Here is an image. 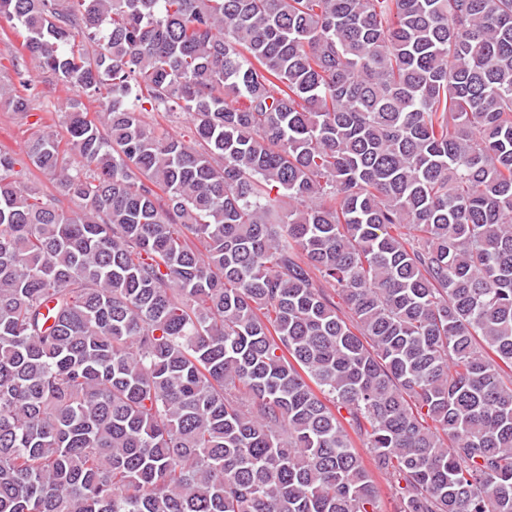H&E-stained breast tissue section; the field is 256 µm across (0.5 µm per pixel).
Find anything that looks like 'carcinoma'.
Masks as SVG:
<instances>
[{
    "instance_id": "1",
    "label": "carcinoma",
    "mask_w": 512,
    "mask_h": 512,
    "mask_svg": "<svg viewBox=\"0 0 512 512\" xmlns=\"http://www.w3.org/2000/svg\"><path fill=\"white\" fill-rule=\"evenodd\" d=\"M0 20V512H512V0ZM2 27H5V30L8 33L9 41L5 38L3 39V35H1L0 29V79L3 80L9 75H13L12 72V64H11V53L13 51L12 44L14 46H19L20 38H17L16 35L10 32V29L6 25V23L2 22ZM32 72L38 85V90L43 91L42 94L32 101L31 112L33 113H39L41 115V113H45L46 111L54 112V109L57 110L60 103L76 93L72 90H67L61 85H55V82L48 73L36 71L33 65ZM30 128L31 126L20 115L0 107V150L14 154L19 162L16 165V170L21 171L28 185L37 188H42V186L51 188L48 179L33 170L27 159L26 140L32 132ZM29 168L33 175L30 174Z\"/></svg>"
}]
</instances>
